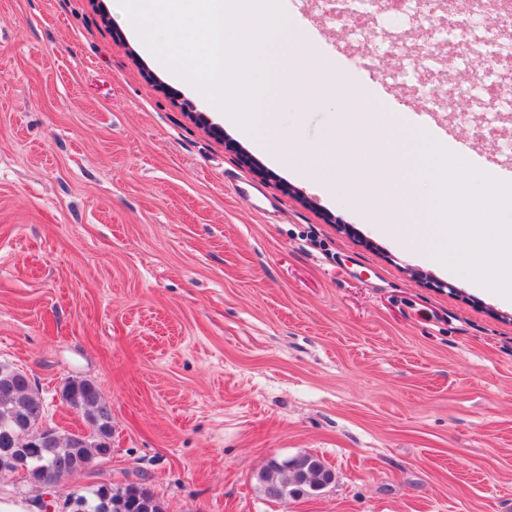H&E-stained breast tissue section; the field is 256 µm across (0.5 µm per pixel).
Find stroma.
<instances>
[{"label":"stroma","mask_w":512,"mask_h":512,"mask_svg":"<svg viewBox=\"0 0 512 512\" xmlns=\"http://www.w3.org/2000/svg\"><path fill=\"white\" fill-rule=\"evenodd\" d=\"M330 0L288 17L348 83L458 127L469 64L408 57L345 27ZM343 117L278 103L315 145ZM271 201L258 212L236 184ZM0 363L34 377L46 423L88 379L112 454L63 483L0 474V498L71 512L145 483L164 512H512V302L255 149L143 54L119 0H0ZM317 455L332 483L280 504L274 460Z\"/></svg>","instance_id":"1"}]
</instances>
